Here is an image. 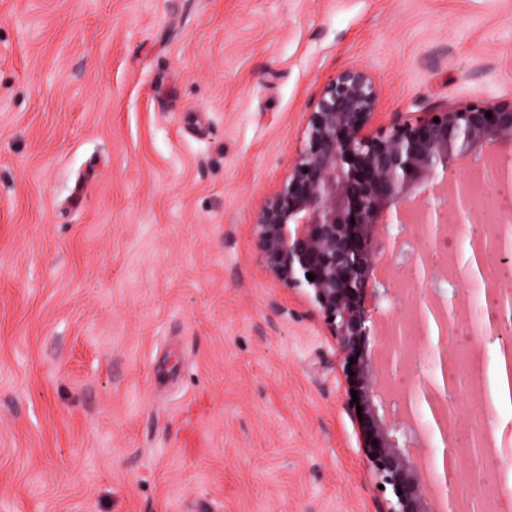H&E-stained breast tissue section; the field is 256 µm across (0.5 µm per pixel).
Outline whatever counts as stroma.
<instances>
[{
    "instance_id": "1",
    "label": "stroma",
    "mask_w": 512,
    "mask_h": 512,
    "mask_svg": "<svg viewBox=\"0 0 512 512\" xmlns=\"http://www.w3.org/2000/svg\"><path fill=\"white\" fill-rule=\"evenodd\" d=\"M348 67L512 99V0H0V512H379L336 345L253 247Z\"/></svg>"
}]
</instances>
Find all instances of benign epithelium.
Returning <instances> with one entry per match:
<instances>
[{"label": "benign epithelium", "instance_id": "obj_1", "mask_svg": "<svg viewBox=\"0 0 512 512\" xmlns=\"http://www.w3.org/2000/svg\"><path fill=\"white\" fill-rule=\"evenodd\" d=\"M378 100L362 69H345L328 82L308 113L288 177L255 205V246L271 278L288 289L311 290L336 342L360 451L376 484L391 491L383 512H483L485 494L464 504L451 491L462 473L455 449L468 448L466 478H479L480 486L481 455L493 451L481 426L457 427L448 407V395L459 389L471 402L482 396V388L460 384L454 370V333L461 325L457 270L448 274L447 298L423 290L436 270L422 255L404 264L410 280L401 284L414 295L407 327L391 316L404 292L386 272L402 273L399 258L411 241L440 245L450 229L464 232L473 245L488 242L486 334L503 339L512 326L505 310L512 299V248L503 244L498 215L471 206L475 176L458 178V165L485 145L512 152V100L447 105L388 128L373 126ZM382 324L387 333L378 361L367 344ZM410 333L432 346L444 389L413 370ZM386 380L401 387L398 414L390 420L377 405ZM423 402L436 431L423 422Z\"/></svg>", "mask_w": 512, "mask_h": 512}]
</instances>
